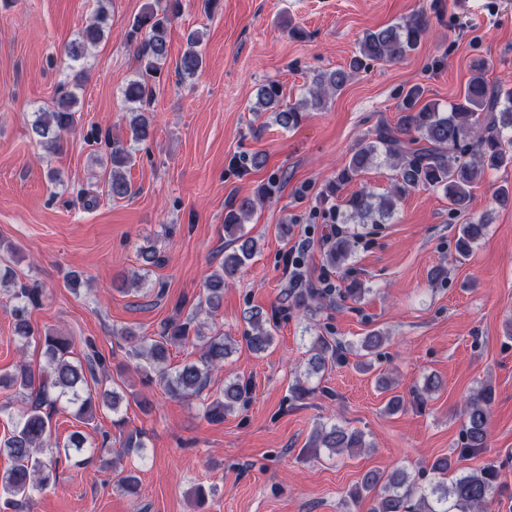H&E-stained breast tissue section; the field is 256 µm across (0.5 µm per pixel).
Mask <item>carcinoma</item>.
I'll list each match as a JSON object with an SVG mask.
<instances>
[{
	"label": "carcinoma",
	"instance_id": "cac0c4a2",
	"mask_svg": "<svg viewBox=\"0 0 512 512\" xmlns=\"http://www.w3.org/2000/svg\"><path fill=\"white\" fill-rule=\"evenodd\" d=\"M112 0H98L94 20L85 25L77 37L65 48V54L74 63L85 59L89 49L97 46L112 26L110 12ZM180 9V0H166L160 11H143L129 22L128 39L135 45L140 62L137 76L122 89V97L130 111L136 113L129 130L130 140L137 144L150 138L152 123L142 114L152 86L161 83L163 65L168 55V35L171 15ZM430 28V16L419 10L409 19L366 33L358 44V52L351 59L349 70L336 68L313 75L305 93L295 102L285 99L283 86L271 80L260 88L252 112H271L275 122L284 129L297 127L306 113L325 106L326 97L340 92L350 72L362 67L364 60L398 62L416 50ZM202 37L195 32L188 36L186 48L177 63L179 80L193 78L203 67ZM61 91L55 110L40 112L32 123V132L39 144L53 151H61L64 135L74 130L77 120L76 90ZM423 90L410 88L397 108L395 124L380 123L363 138L349 161L336 173L323 200L336 196L344 185L356 180L363 172L383 160L395 171L392 191L377 196L359 191L345 202L344 224H371L378 226L393 217L397 203L408 191L417 188L438 190L448 199L455 211L468 208L472 187L479 172L499 170L512 166V88L489 84L482 76L472 78L464 93L443 112L434 103L420 104ZM105 140L112 147V171L106 182V192L114 200L131 195L132 186L122 169L134 158L133 147L111 135L101 136L93 128L87 141ZM241 173L260 169L265 158L259 154L242 156L234 161ZM282 177L271 175L260 185L255 197H232L225 206L224 231L236 244L232 252L224 255V262L206 279L203 291L211 311H216L224 297V283L234 278L259 252L257 240L243 233V223L257 203L272 198L279 192ZM487 224L472 220L460 226L455 242L456 259L468 258L474 244L486 232ZM355 236L335 232L334 241L326 253V263L339 269L352 253ZM13 286L16 300L13 309V335L20 347H25L37 335L30 312L42 305L44 286L37 282L19 283L15 271L8 265L0 266V285ZM288 316V308H280L270 315L255 311L248 317L250 329L243 339L254 353H262L274 342L280 319ZM119 337L132 344L131 355L139 360L136 369L142 382L157 380L168 394L178 398L200 396L209 386L212 371L223 365L229 355V345L221 334L207 336L195 323L192 315L184 319L169 318L153 336L132 331L119 333ZM45 364L33 369L22 363L11 372L0 374V387L13 389L27 401L26 407L11 416L12 431L0 447L11 460V466L0 472V502L11 506L19 500H28L46 488L59 463L71 461L70 450L81 452L86 437L80 431L69 435L62 448L43 457L45 445L52 436L51 417L60 401L75 407V417L83 424L96 419L97 409L107 408L116 414L123 400L122 385L112 381L108 387L99 380L107 375L108 362L90 339L85 340L84 361L71 360L74 340L50 332L39 337ZM190 344L200 350L195 360H187L171 369L168 359L171 347ZM307 361V376L318 375L340 357V345L325 336L314 338ZM249 385L241 380L224 384V388L208 397L203 413L210 422L220 423L224 416L247 401ZM494 390L487 384L464 398L463 443L458 457L463 458L488 447L490 408ZM308 447L327 448L335 454L354 452L369 447L364 434L350 431L336 423L321 424L311 433ZM431 477L425 484L404 469L389 475L368 470L350 492L351 501L359 505L369 501L367 512H491V507L502 488V473L494 464L477 472L456 476L452 458H436L430 466Z\"/></svg>",
	"mask_w": 512,
	"mask_h": 512
}]
</instances>
